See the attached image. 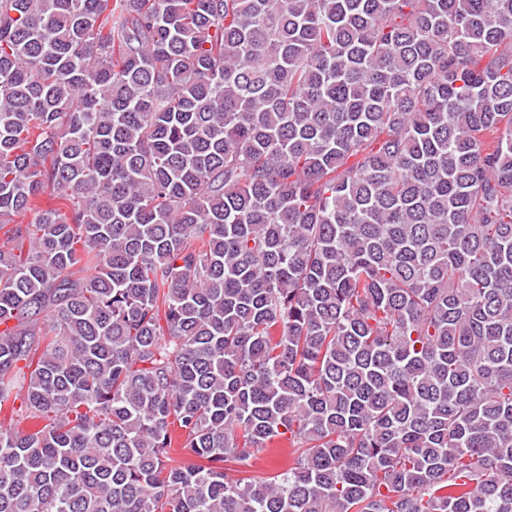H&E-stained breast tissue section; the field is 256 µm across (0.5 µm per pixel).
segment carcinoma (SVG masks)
Masks as SVG:
<instances>
[{
    "mask_svg": "<svg viewBox=\"0 0 512 512\" xmlns=\"http://www.w3.org/2000/svg\"><path fill=\"white\" fill-rule=\"evenodd\" d=\"M3 228L0 512H512V0H0ZM288 467V434L275 438L252 460L251 473L264 477Z\"/></svg>",
    "mask_w": 512,
    "mask_h": 512,
    "instance_id": "carcinoma-1",
    "label": "carcinoma"
}]
</instances>
